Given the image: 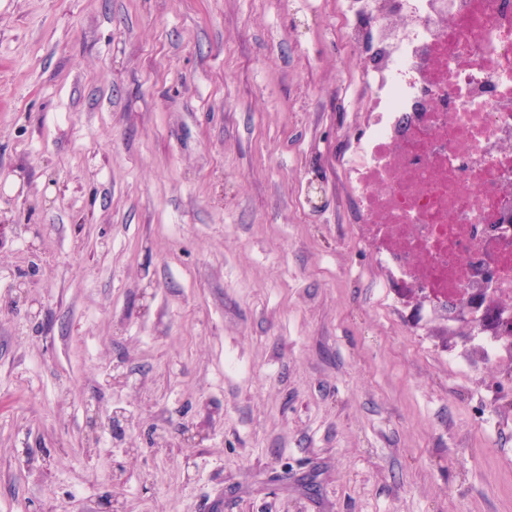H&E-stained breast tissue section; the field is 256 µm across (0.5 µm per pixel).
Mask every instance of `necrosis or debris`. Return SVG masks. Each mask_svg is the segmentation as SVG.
I'll return each instance as SVG.
<instances>
[{
    "label": "necrosis or debris",
    "instance_id": "obj_1",
    "mask_svg": "<svg viewBox=\"0 0 512 512\" xmlns=\"http://www.w3.org/2000/svg\"><path fill=\"white\" fill-rule=\"evenodd\" d=\"M366 65L343 162L355 237L455 326L462 289L512 296V0H347Z\"/></svg>",
    "mask_w": 512,
    "mask_h": 512
}]
</instances>
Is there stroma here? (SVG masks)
I'll return each instance as SVG.
<instances>
[{
  "label": "stroma",
  "mask_w": 512,
  "mask_h": 512,
  "mask_svg": "<svg viewBox=\"0 0 512 512\" xmlns=\"http://www.w3.org/2000/svg\"><path fill=\"white\" fill-rule=\"evenodd\" d=\"M345 21L0 0V512H512V360L353 240Z\"/></svg>",
  "instance_id": "35a3bbf8"
}]
</instances>
